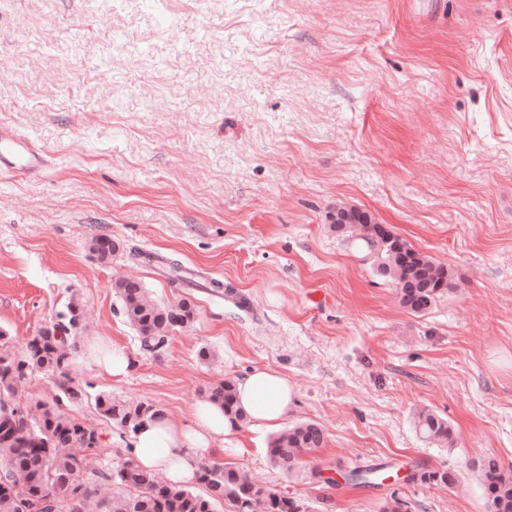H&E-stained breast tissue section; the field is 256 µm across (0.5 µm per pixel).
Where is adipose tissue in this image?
Here are the masks:
<instances>
[{"label": "adipose tissue", "mask_w": 512, "mask_h": 512, "mask_svg": "<svg viewBox=\"0 0 512 512\" xmlns=\"http://www.w3.org/2000/svg\"><path fill=\"white\" fill-rule=\"evenodd\" d=\"M238 417L225 415L222 407L203 399L196 403L194 425L186 427L160 415L132 440V455L149 470L163 471L178 486L192 483L198 474L201 452H223L225 444L238 441L242 422L273 429L287 416L294 399L291 384L282 376L253 369L236 381Z\"/></svg>", "instance_id": "1"}]
</instances>
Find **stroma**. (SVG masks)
<instances>
[{
    "label": "stroma",
    "instance_id": "stroma-1",
    "mask_svg": "<svg viewBox=\"0 0 512 512\" xmlns=\"http://www.w3.org/2000/svg\"><path fill=\"white\" fill-rule=\"evenodd\" d=\"M0 126L47 160L0 169V332L22 349L82 305L67 365L90 398L64 414L97 430L96 467L129 452L93 396L190 421L217 381L268 368L313 421L323 482L267 456L272 430L205 452L300 498L305 512H486L476 465L512 468V0H0ZM372 214L448 266L427 313L343 244L336 207ZM98 235L120 245L111 262ZM157 252L237 300L170 282ZM194 303V322L144 351L113 284ZM121 348L126 374L88 360ZM455 447L424 438L417 409ZM455 473L447 489L405 479ZM382 484L354 486L353 467ZM414 423L419 433L426 439L441 446L453 445L454 435L448 419L431 410L421 409L414 414Z\"/></svg>",
    "mask_w": 512,
    "mask_h": 512
}]
</instances>
